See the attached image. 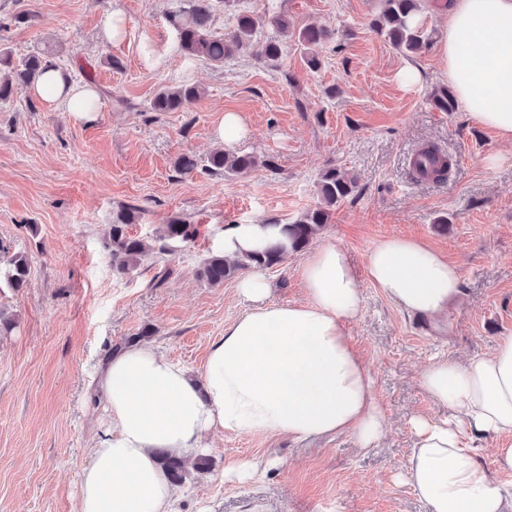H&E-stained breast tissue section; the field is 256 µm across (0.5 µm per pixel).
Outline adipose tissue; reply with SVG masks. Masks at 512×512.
Instances as JSON below:
<instances>
[{"label": "adipose tissue", "instance_id": "adipose-tissue-1", "mask_svg": "<svg viewBox=\"0 0 512 512\" xmlns=\"http://www.w3.org/2000/svg\"><path fill=\"white\" fill-rule=\"evenodd\" d=\"M441 15V78L472 124L511 141L512 0H448ZM33 91L80 120L102 106L92 84L53 64ZM277 233L268 222L232 225L224 255L236 258ZM300 277L306 298L288 305L269 303L260 272L239 281L251 307L212 345L200 380L141 343L104 360L96 392L109 421L83 472L77 512H171L176 490L156 449L192 457L215 429L294 441L349 432L364 448L380 440L385 413L346 330L362 315L360 283L369 280L407 313L434 321L459 298L460 272L424 243L391 236L369 250L365 270L329 242L308 255ZM420 383L448 415L411 420L417 442L407 474L415 494L431 512H512V490L473 452L476 438L495 437L496 463L512 471V336L488 355L433 361Z\"/></svg>", "mask_w": 512, "mask_h": 512}]
</instances>
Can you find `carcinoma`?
Instances as JSON below:
<instances>
[{"label":"carcinoma","mask_w":512,"mask_h":512,"mask_svg":"<svg viewBox=\"0 0 512 512\" xmlns=\"http://www.w3.org/2000/svg\"><path fill=\"white\" fill-rule=\"evenodd\" d=\"M427 0H380V10L372 21L378 34L388 39L399 53L410 57L433 43V33L424 24L414 22V17L423 13ZM230 15L231 24L218 35L214 31L216 17ZM170 23L174 27L178 46L188 60H198L213 66L224 65L240 47L251 44L258 60L271 68L280 67L286 52L283 37H294L300 47L306 69L318 71L322 66L320 57L312 47L323 42L336 41L335 32L316 25L301 28L278 4L269 0L264 16L257 17L242 8V0H186L183 6L172 12ZM10 70L0 74V100L8 99L16 86L32 85L49 64L46 55L40 52L29 55L21 64L11 65L9 57H0V64ZM200 96L195 84H179L164 87L157 92L152 103L154 112H178ZM260 164L257 156L251 153H232L222 148L213 150L206 158L199 159L193 154L180 156L175 166L182 173H191L200 168L226 178L246 175ZM419 173L431 179L447 176L451 159L434 147L419 150L415 157ZM354 179L336 169L322 171L316 182L319 205L299 214L289 224L280 227L279 237L267 246L246 252L230 263L222 252H212L202 259L198 267V277L212 286L224 284V279L241 270H264L279 265L288 255L304 251L328 224L330 208L347 199L355 192ZM136 209L121 207L112 216V231L107 248L112 262V276L124 279L130 276L141 263L153 254H166L174 244L188 243L197 233V225L180 220L163 227L159 237L152 241L128 234L129 225L136 222ZM28 263L24 256L14 255L0 261V285L14 290L27 285ZM156 457L168 478L176 485L187 476L186 460L166 449L156 451Z\"/></svg>","instance_id":"obj_1"}]
</instances>
